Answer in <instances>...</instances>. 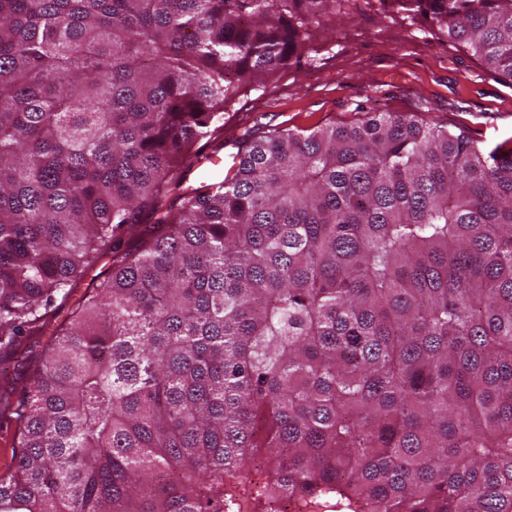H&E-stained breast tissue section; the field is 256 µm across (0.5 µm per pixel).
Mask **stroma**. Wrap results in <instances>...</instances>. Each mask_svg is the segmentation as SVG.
<instances>
[{"label":"stroma","instance_id":"1","mask_svg":"<svg viewBox=\"0 0 512 512\" xmlns=\"http://www.w3.org/2000/svg\"><path fill=\"white\" fill-rule=\"evenodd\" d=\"M312 46V64L287 69L227 108L223 142L202 140V154L235 152L249 129L353 124L366 109L417 110L487 147H512V86L426 23L355 0L314 27Z\"/></svg>","mask_w":512,"mask_h":512}]
</instances>
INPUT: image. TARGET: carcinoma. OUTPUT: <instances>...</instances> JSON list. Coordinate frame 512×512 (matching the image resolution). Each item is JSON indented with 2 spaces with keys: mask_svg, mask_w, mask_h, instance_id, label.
I'll return each mask as SVG.
<instances>
[{
  "mask_svg": "<svg viewBox=\"0 0 512 512\" xmlns=\"http://www.w3.org/2000/svg\"><path fill=\"white\" fill-rule=\"evenodd\" d=\"M350 2L0 0V512H512V149L368 112L183 186ZM380 2L512 86V0Z\"/></svg>",
  "mask_w": 512,
  "mask_h": 512,
  "instance_id": "carcinoma-1",
  "label": "carcinoma"
}]
</instances>
